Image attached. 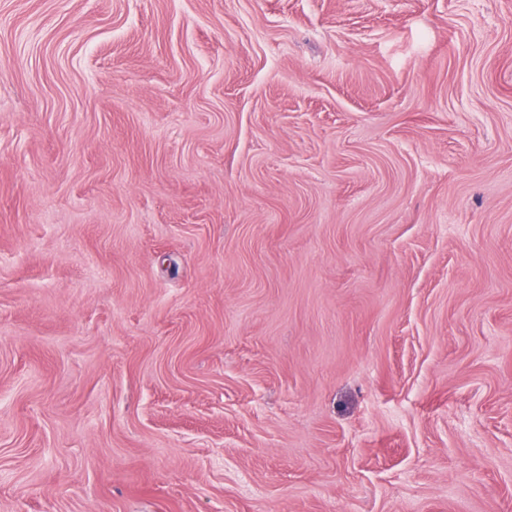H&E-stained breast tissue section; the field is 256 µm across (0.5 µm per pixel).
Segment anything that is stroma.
Segmentation results:
<instances>
[{
  "label": "stroma",
  "instance_id": "35a3bbf8",
  "mask_svg": "<svg viewBox=\"0 0 512 512\" xmlns=\"http://www.w3.org/2000/svg\"><path fill=\"white\" fill-rule=\"evenodd\" d=\"M0 512H512V0H0Z\"/></svg>",
  "mask_w": 512,
  "mask_h": 512
}]
</instances>
